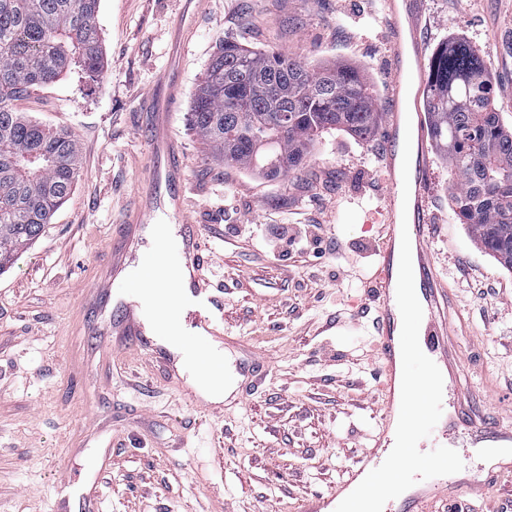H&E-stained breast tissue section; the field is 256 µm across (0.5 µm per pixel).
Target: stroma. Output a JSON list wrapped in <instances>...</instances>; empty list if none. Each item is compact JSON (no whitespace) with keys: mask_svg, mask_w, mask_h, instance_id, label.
<instances>
[{"mask_svg":"<svg viewBox=\"0 0 512 512\" xmlns=\"http://www.w3.org/2000/svg\"><path fill=\"white\" fill-rule=\"evenodd\" d=\"M385 0H99L102 76L74 74L16 102L77 139V184L44 234L0 274V512H52L65 448L78 459L112 446L101 512H299L330 490L378 426V363L365 299L381 225L379 146L326 133L298 178L270 181L225 164L191 127L196 89L225 41L277 49L313 65L360 68L377 107L388 96ZM182 27L186 43L173 42ZM429 52L463 38L482 57L512 129V0H426ZM177 67L171 135L185 159L186 212L202 228L208 276L224 283V332L270 363L243 407L203 416L141 356L90 335L80 301L151 164L146 94ZM437 271L464 318L459 356L487 420L512 426V272L475 242L433 158ZM241 224H317L323 256L270 251ZM112 421L87 435L86 413Z\"/></svg>","mask_w":512,"mask_h":512,"instance_id":"stroma-1","label":"stroma"}]
</instances>
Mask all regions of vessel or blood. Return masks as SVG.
Returning a JSON list of instances; mask_svg holds the SVG:
<instances>
[{
    "mask_svg": "<svg viewBox=\"0 0 512 512\" xmlns=\"http://www.w3.org/2000/svg\"><path fill=\"white\" fill-rule=\"evenodd\" d=\"M425 0H389L386 13V35L391 75L389 100L383 114L380 134L379 162L381 201L380 213L385 219L386 237L380 243L376 261L365 281L366 294L376 307L372 321L376 354L379 363L378 397L382 409L379 427L388 429L395 412V382L397 377L395 320L399 313L393 293V246L398 219H406L410 229L411 251L417 262L420 284V303L425 329L419 338L440 370L448 375V408L436 426L438 432H464L475 447L488 452L493 467H501V450L512 446V430L479 422L467 395L459 384L461 362L452 339L448 322V285L438 275L431 249V228L434 224L430 210L432 181L431 140L428 121L422 111V98L427 84L426 44L423 37V8ZM179 91L177 82L164 83L163 93L153 101L155 112L146 133L152 149L154 175L151 181L140 184L134 204L125 224L113 236L109 250L102 261L103 276L88 289L82 290L81 300L98 312H109V319L97 328L100 336L114 337L125 349L143 354L152 361L163 360L154 337L148 336L146 326L151 321H165V303H145L124 300L116 310H108L111 298L120 288L137 281L139 272L130 263L137 250L145 226L154 220L164 196L182 200L184 193V157L181 147L169 133L170 104ZM410 150V161H403V150ZM409 164V172H402V164ZM179 218V249L182 261L168 286L175 295V304L181 318L191 329L184 339L187 357L197 358L200 340L205 336L224 333V285L206 277L209 261L200 225L189 221L184 208H177ZM269 366L259 357H248L241 374L249 381L239 389L238 401H245L254 390L258 379L266 376ZM383 444L375 436L371 448L365 449L349 469L346 480L328 492L306 499L302 512H334L337 497L350 482L377 467L378 453ZM108 469L107 461H100L93 469L76 475L72 468H62L54 481L55 512H98L97 499L91 495L93 486L100 484ZM488 485L478 471L456 473L422 481L419 491L403 501L400 512H435V504L442 499L466 495L477 501L486 496Z\"/></svg>",
    "mask_w": 512,
    "mask_h": 512,
    "instance_id": "1",
    "label": "vessel or blood"
}]
</instances>
